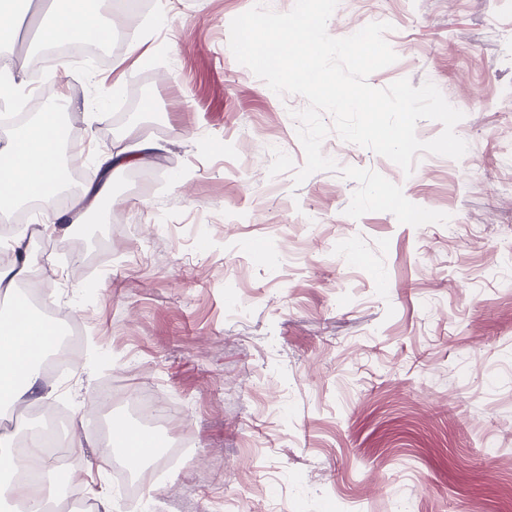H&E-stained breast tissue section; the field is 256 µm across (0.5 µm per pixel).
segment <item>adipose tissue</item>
Instances as JSON below:
<instances>
[{"instance_id": "adipose-tissue-1", "label": "adipose tissue", "mask_w": 512, "mask_h": 512, "mask_svg": "<svg viewBox=\"0 0 512 512\" xmlns=\"http://www.w3.org/2000/svg\"><path fill=\"white\" fill-rule=\"evenodd\" d=\"M104 28L100 15L90 8L88 0H56L51 25L44 30L45 40L54 41L76 33L88 39ZM76 103L67 89H59L54 101L46 104L36 121L19 135L0 146V209H10L27 201L41 205L42 225L48 236L66 237L69 225L55 207V196L69 181L63 161L65 123L61 116L74 110ZM160 143L138 140L132 144L103 153L97 165L103 172L102 181L86 187L77 203L74 217L82 223L86 211L102 205L112 195L113 174L144 161L162 151ZM0 249L11 253L9 263L0 266V290L14 294L18 284L29 279L31 264L26 231H18L0 242ZM27 327L16 324L12 314L0 312V411L51 398L55 393L40 368V361L31 354L33 346L50 352L51 328L37 316H29Z\"/></svg>"}]
</instances>
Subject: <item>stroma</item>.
Returning <instances> with one entry per match:
<instances>
[{
	"mask_svg": "<svg viewBox=\"0 0 512 512\" xmlns=\"http://www.w3.org/2000/svg\"><path fill=\"white\" fill-rule=\"evenodd\" d=\"M129 4L133 56H76L84 184L128 132L164 144L121 211L96 209L54 243L53 307L87 350L55 398L80 421L84 492L134 512L83 410L104 377L175 410L194 459L146 483L150 512H512V0H343L342 38L382 20L397 61L383 88L434 83L463 112L462 159L422 154L412 174L357 145L412 203L449 214L418 228L346 214L355 182L305 164L294 112L229 48L253 0ZM42 0H17L0 47L43 57ZM97 72L101 83L88 80Z\"/></svg>",
	"mask_w": 512,
	"mask_h": 512,
	"instance_id": "1",
	"label": "stroma"
}]
</instances>
